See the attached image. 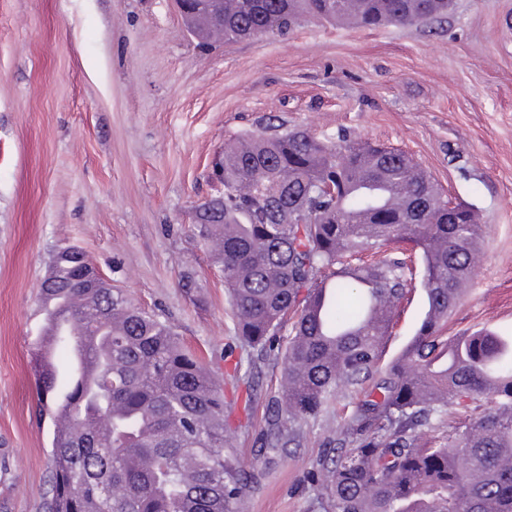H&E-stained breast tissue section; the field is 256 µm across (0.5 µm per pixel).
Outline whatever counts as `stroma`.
<instances>
[{
    "label": "stroma",
    "instance_id": "obj_1",
    "mask_svg": "<svg viewBox=\"0 0 512 512\" xmlns=\"http://www.w3.org/2000/svg\"><path fill=\"white\" fill-rule=\"evenodd\" d=\"M412 155L473 204L481 251L447 335H512V0H453L434 28L305 22L209 47L173 0H0V512H42L53 425L33 368L39 285L79 245L113 287L167 320L249 418L231 434L259 474L246 512H320L308 472L362 398L338 393L274 464L261 450L280 368L234 336L224 279L192 238L224 146L266 123ZM200 290L186 294L183 272ZM426 311L414 287L382 355Z\"/></svg>",
    "mask_w": 512,
    "mask_h": 512
}]
</instances>
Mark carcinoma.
I'll use <instances>...</instances> for the list:
<instances>
[{"label": "carcinoma", "mask_w": 512, "mask_h": 512, "mask_svg": "<svg viewBox=\"0 0 512 512\" xmlns=\"http://www.w3.org/2000/svg\"><path fill=\"white\" fill-rule=\"evenodd\" d=\"M358 26H428L448 0H223L224 42L284 36L303 17ZM224 196L199 204L194 236L224 276L241 342L281 367L265 452L343 389L369 384L311 479L322 512H512V336L448 337L482 226L405 152L358 138L333 144L267 124L224 145ZM464 214L448 223V207ZM402 245L395 255L349 259ZM428 309L379 369L415 258ZM84 254L56 253L41 295L83 321L92 377L36 364L40 413L67 397L73 437L53 433L45 512H243L253 478L228 452L232 410L218 379L174 329L100 278ZM290 324L288 340L279 333ZM478 416L432 433L449 401Z\"/></svg>", "instance_id": "1"}]
</instances>
